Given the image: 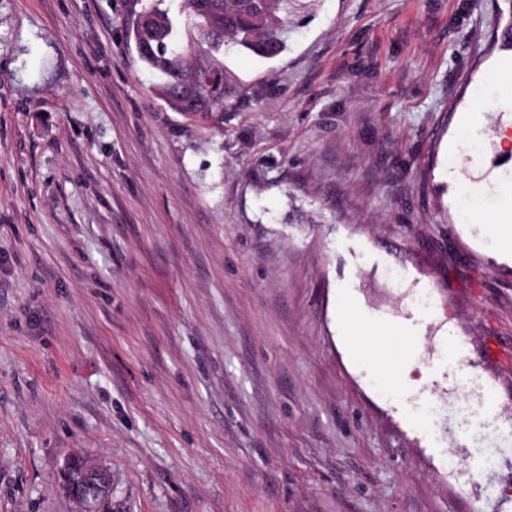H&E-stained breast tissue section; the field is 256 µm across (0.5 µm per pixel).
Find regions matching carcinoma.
<instances>
[{
  "label": "carcinoma",
  "instance_id": "cac0c4a2",
  "mask_svg": "<svg viewBox=\"0 0 512 512\" xmlns=\"http://www.w3.org/2000/svg\"><path fill=\"white\" fill-rule=\"evenodd\" d=\"M195 19L194 44L175 38L168 12L158 5L144 11L153 16L155 28L149 41L134 40L140 59L161 75L156 92L173 108L190 96L206 106H218L215 92L222 87L223 72L204 63L193 51L208 46L219 49L234 45L271 58L286 50L284 34L297 0H183Z\"/></svg>",
  "mask_w": 512,
  "mask_h": 512
}]
</instances>
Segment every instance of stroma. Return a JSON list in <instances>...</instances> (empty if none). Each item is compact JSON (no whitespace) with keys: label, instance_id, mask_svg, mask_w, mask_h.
Returning <instances> with one entry per match:
<instances>
[{"label":"stroma","instance_id":"35a3bbf8","mask_svg":"<svg viewBox=\"0 0 512 512\" xmlns=\"http://www.w3.org/2000/svg\"><path fill=\"white\" fill-rule=\"evenodd\" d=\"M147 2L0 0V512H74L73 453L112 512H512L479 430L512 416V92L461 120L512 85V0H301L193 115L125 43ZM64 491L72 501L81 504L79 512H103L112 491V475L104 467L83 461V479L66 480Z\"/></svg>","mask_w":512,"mask_h":512}]
</instances>
